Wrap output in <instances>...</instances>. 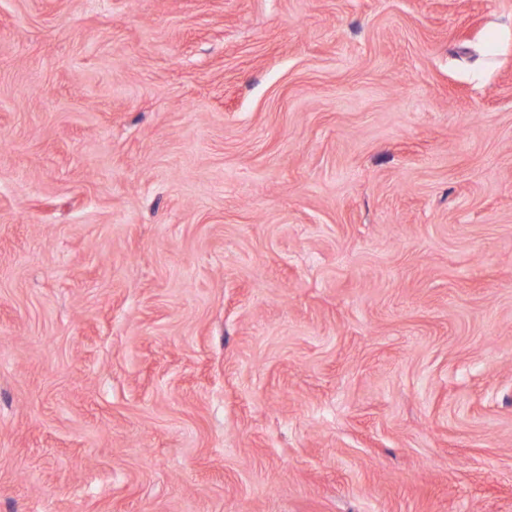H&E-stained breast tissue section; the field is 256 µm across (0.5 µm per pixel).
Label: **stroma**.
I'll list each match as a JSON object with an SVG mask.
<instances>
[{"label":"stroma","instance_id":"35a3bbf8","mask_svg":"<svg viewBox=\"0 0 512 512\" xmlns=\"http://www.w3.org/2000/svg\"><path fill=\"white\" fill-rule=\"evenodd\" d=\"M0 512H512V0H0Z\"/></svg>","mask_w":512,"mask_h":512}]
</instances>
